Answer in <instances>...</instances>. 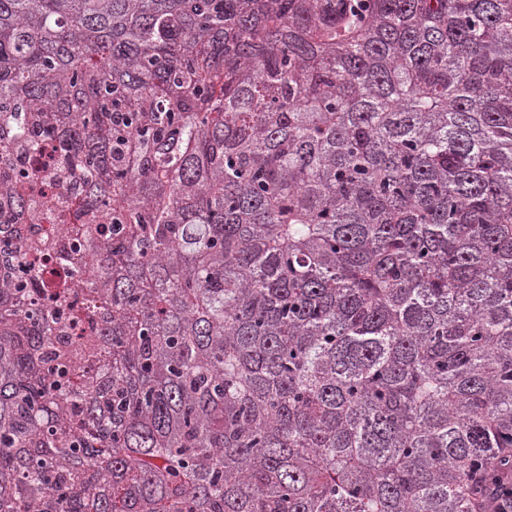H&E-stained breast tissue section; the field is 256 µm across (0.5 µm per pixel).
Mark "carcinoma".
<instances>
[{"instance_id": "carcinoma-1", "label": "carcinoma", "mask_w": 512, "mask_h": 512, "mask_svg": "<svg viewBox=\"0 0 512 512\" xmlns=\"http://www.w3.org/2000/svg\"><path fill=\"white\" fill-rule=\"evenodd\" d=\"M49 179L86 223L0 222V512L505 504L512 0H0V206Z\"/></svg>"}]
</instances>
